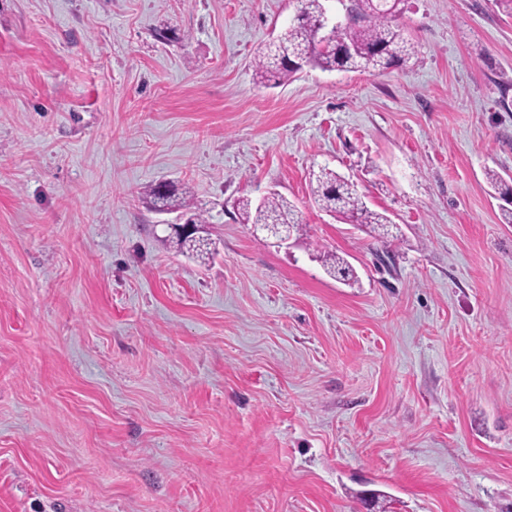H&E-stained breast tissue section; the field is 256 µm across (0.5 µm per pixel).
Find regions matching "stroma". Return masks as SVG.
<instances>
[{"mask_svg":"<svg viewBox=\"0 0 512 512\" xmlns=\"http://www.w3.org/2000/svg\"><path fill=\"white\" fill-rule=\"evenodd\" d=\"M297 7L0 0V512H512V6L402 0L410 66L263 86ZM315 202L322 209L341 215L350 224H375L384 229L390 224L387 215L371 210L355 185L336 171L322 167L310 177ZM168 188L158 183L150 189L149 195L152 199L155 209L160 211H173L187 207L185 201H180L181 198L177 194V189L171 183H168ZM238 205L247 223L268 224L264 226V232L280 243L289 241L291 236L287 237L276 224H282L287 233L292 235L298 234L302 229L294 205L280 194L267 197L258 204H253L250 198H242ZM172 239H176V245L183 253L191 255L196 258H203L204 254H211L210 248L208 247L212 242H209V238H203L199 234H179L174 233ZM316 258L323 263L330 275L342 281H349L355 277L352 268L343 257L325 251H317Z\"/></svg>","mask_w":512,"mask_h":512,"instance_id":"35a3bbf8","label":"stroma"}]
</instances>
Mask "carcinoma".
Here are the masks:
<instances>
[{"label":"carcinoma","mask_w":512,"mask_h":512,"mask_svg":"<svg viewBox=\"0 0 512 512\" xmlns=\"http://www.w3.org/2000/svg\"><path fill=\"white\" fill-rule=\"evenodd\" d=\"M358 25L333 27L328 33L329 43L321 44L325 24L321 0H298L299 8L276 40L259 51L257 74L264 82L286 83L306 65L323 70L372 72L393 65L405 66L411 59V48L404 30L396 23L401 0H358ZM490 185L498 190L500 198L510 207L502 208L504 223L512 224V185L496 171L487 172ZM315 202L328 212L341 215L350 224H374L379 229L390 223L387 215L370 209L355 185L336 171L323 167L310 177ZM149 195L155 209L173 211L184 209L183 215L191 224H202L201 214L186 207L174 185L164 188L157 184ZM245 220L251 224H281L290 234L301 231L295 207L284 196L275 194L258 204L249 198L238 202ZM180 251L196 258L209 254V239L198 234H174ZM327 272L342 280L354 278L348 262L336 255L319 251L316 254Z\"/></svg>","instance_id":"obj_1"}]
</instances>
